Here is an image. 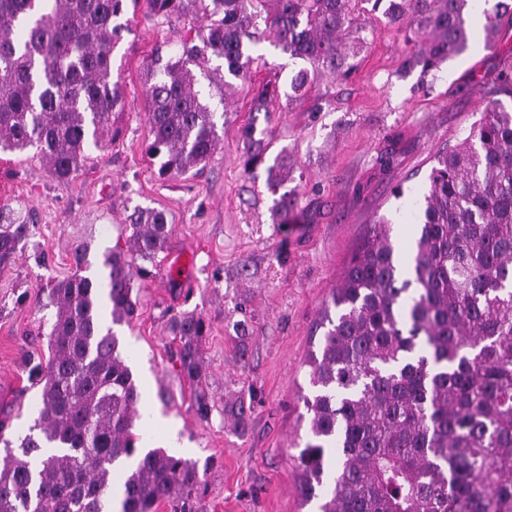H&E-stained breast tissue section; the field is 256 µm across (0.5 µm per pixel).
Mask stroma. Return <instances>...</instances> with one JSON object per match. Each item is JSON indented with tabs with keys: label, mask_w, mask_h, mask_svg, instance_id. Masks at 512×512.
Masks as SVG:
<instances>
[{
	"label": "stroma",
	"mask_w": 512,
	"mask_h": 512,
	"mask_svg": "<svg viewBox=\"0 0 512 512\" xmlns=\"http://www.w3.org/2000/svg\"><path fill=\"white\" fill-rule=\"evenodd\" d=\"M354 35L349 76L322 73L320 111L289 101L301 60L261 42L263 64L225 88L223 148L203 169L176 177L157 174L144 153L150 137L144 106L146 63L155 54L180 53L182 41L204 25L203 16L164 19L145 5L126 4L129 30L112 55V75L123 92L114 141L88 146L78 175L53 179L33 151L0 154V213L34 223L21 256L0 268V418L5 436L29 431L40 385L32 370L49 358L53 310L47 286L74 275L72 252L89 249L92 266L116 243L127 242L129 215L165 211L172 234L149 277L136 280L139 314L116 332L142 394L150 422L141 425L152 445L175 434L179 456L196 461L207 512H309L297 491V443L308 433L299 401L307 390L305 361L317 349L320 322L332 290L379 217L405 244L414 222L409 192L428 184L435 154L468 133L488 100L499 98L512 75V23L503 22L486 45L481 13L470 15L464 52L422 75L408 68L413 51L403 32L366 0H349ZM280 88L269 111L256 112L259 83ZM253 124L268 143L267 159L282 151L296 163L284 188L294 191L293 221L277 223L266 171L244 173L240 129ZM403 197H395L396 187ZM178 263L176 279L166 263ZM201 312L203 385L215 408L199 420L193 389L176 367L170 317ZM249 324L240 335V321ZM254 396L245 431L224 418L225 403Z\"/></svg>",
	"instance_id": "stroma-1"
}]
</instances>
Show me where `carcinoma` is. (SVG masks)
Instances as JSON below:
<instances>
[{"label":"carcinoma","instance_id":"cac0c4a2","mask_svg":"<svg viewBox=\"0 0 512 512\" xmlns=\"http://www.w3.org/2000/svg\"><path fill=\"white\" fill-rule=\"evenodd\" d=\"M126 0H0V151L36 148L59 180L76 177L88 144L113 136L121 106L112 53L127 27ZM167 18H210L182 53L146 66L148 155L161 176H180L221 148L216 112L195 90L194 69L224 99L228 81L209 70L224 60L244 79L250 45L267 36L306 63L291 80L293 97L311 94L323 71L348 74L340 43L349 29L347 0H145ZM390 22L421 48L408 66L427 73L468 44L465 11L480 0H374ZM506 3L483 11L492 45ZM263 18L264 29L257 20ZM265 83L253 98L265 110L278 97ZM243 170L265 162L266 148L248 123ZM428 187L413 201L417 231L406 247L389 221L371 227L325 305L326 327L305 366L302 396L310 435L297 456L299 491L318 512H512V105L490 100L468 135L440 151ZM294 162L267 167L272 193ZM294 193L274 204L289 220ZM128 248L103 254L105 274L89 268L87 249L73 252L77 274L50 285L56 309L51 356L37 367L41 390L33 432L0 461V512H105L113 488L121 512H206L195 462L162 448L142 451L136 433L140 392L118 336L105 325L138 315L135 276L166 250L167 214L137 209ZM31 225L0 224V266L19 256ZM179 341V374L195 387L201 420L213 405L200 390L202 314L171 317ZM236 428L247 426L243 398L224 406Z\"/></svg>","mask_w":512,"mask_h":512}]
</instances>
